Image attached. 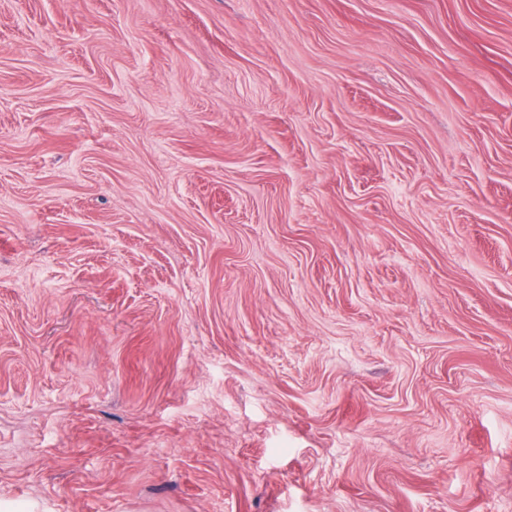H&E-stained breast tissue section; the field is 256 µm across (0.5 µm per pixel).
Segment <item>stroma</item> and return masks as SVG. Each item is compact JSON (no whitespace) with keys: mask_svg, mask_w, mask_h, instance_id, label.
Listing matches in <instances>:
<instances>
[{"mask_svg":"<svg viewBox=\"0 0 512 512\" xmlns=\"http://www.w3.org/2000/svg\"><path fill=\"white\" fill-rule=\"evenodd\" d=\"M0 512H512V0H0Z\"/></svg>","mask_w":512,"mask_h":512,"instance_id":"35a3bbf8","label":"stroma"}]
</instances>
